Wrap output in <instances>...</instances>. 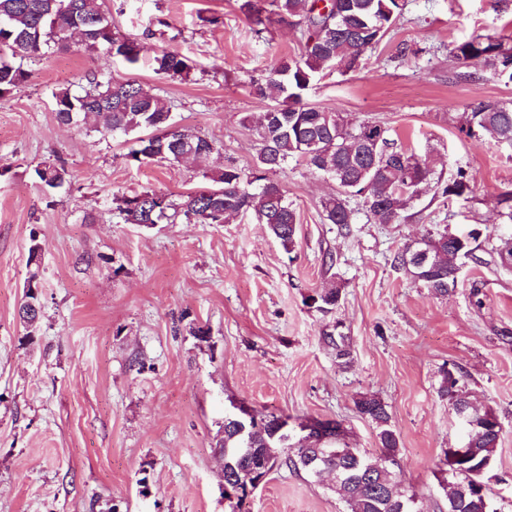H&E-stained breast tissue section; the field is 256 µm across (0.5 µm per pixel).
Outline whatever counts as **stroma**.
<instances>
[{"label":"stroma","instance_id":"obj_1","mask_svg":"<svg viewBox=\"0 0 512 512\" xmlns=\"http://www.w3.org/2000/svg\"><path fill=\"white\" fill-rule=\"evenodd\" d=\"M241 0H110L112 29L138 38L141 59L104 60L77 41L33 60L0 99V512H231L224 497V418L238 406L341 422L350 447L378 453L376 428L355 401L388 407L400 440L397 479L421 512H447L443 451L462 430L438 390L457 367L470 402L492 410L503 435L487 472L497 512H512V267L497 249L512 236L499 199L512 191V151L461 133L476 101L512 102V84L478 78L454 47L474 35L512 48V0H405L397 25L359 69L323 71L306 104L378 122L397 145L450 180L465 170L468 200L426 186L398 224H379L352 197L349 228L328 223L331 178L291 158L274 172L299 224L284 248L254 217L223 224H127L114 195L151 188L180 195L207 173L257 165L249 122L267 103L251 94L279 60L298 55L297 29L255 33ZM176 50L187 79L158 75L153 58ZM106 73L150 87L180 126L221 143L199 160L139 166L130 136L59 124L53 91ZM61 160L62 188L34 177ZM482 229L476 260L460 262L454 293L434 295L394 261L436 229ZM42 247V311L33 332L18 315ZM341 285L331 312L306 303ZM352 347L340 367L325 335ZM246 512H344L328 482L283 465Z\"/></svg>","mask_w":512,"mask_h":512}]
</instances>
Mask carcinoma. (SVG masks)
I'll use <instances>...</instances> for the list:
<instances>
[{
  "label": "carcinoma",
  "instance_id": "1",
  "mask_svg": "<svg viewBox=\"0 0 512 512\" xmlns=\"http://www.w3.org/2000/svg\"><path fill=\"white\" fill-rule=\"evenodd\" d=\"M105 0H0V98L22 83L27 72L15 64L16 57L38 59L53 45H64L70 30L79 25L84 32L85 48L103 56L120 58L129 64L140 59L137 40L118 37L112 32V14ZM273 15H268L263 0H244L241 9L261 27L272 22L290 25L301 32V52L283 59L268 75L251 83V92L261 99L274 97L276 103L253 118L261 142L255 171L244 174L232 164L208 175L211 187L173 198L151 188L113 197L115 211L126 224H222L231 216L251 214L267 226L281 244L293 245L297 213L288 202L281 184L267 173L282 168L293 156L304 158L314 170L339 185L343 195L362 198L381 224H397L408 202L419 196L421 186L433 175L427 159L411 150L397 149L388 130L371 121L353 122L340 112H329L302 103L303 93L326 69L346 71L358 68L365 52L389 32L404 9V0H272ZM457 59L474 69V74L490 73L506 84L512 83V50L502 41L476 35L456 45ZM157 74L169 78L189 76L194 68L188 56L175 50H163L153 59ZM56 119L63 125H90L102 136L115 132L129 134L145 131L138 137L127 157L144 165L153 161L178 162L186 153L207 157L220 149L213 139L187 128L168 132L171 107L160 95L134 81H104L96 73L85 76L81 91L62 89L53 93ZM466 123L461 131L468 135L479 129L495 144L512 149V103L474 101L465 108ZM34 174L45 189H58L69 181L65 164L49 163L36 167ZM442 195L462 198L470 194V179L462 169L441 187ZM326 219L343 227L351 223V211L342 195L324 202ZM480 229L459 233L448 227L426 237L422 248L440 262L419 267L410 259V248L395 260L411 268L413 277L437 295H446L458 284L460 269L455 261L475 259ZM31 288L24 294L20 319L31 327L34 318H25L26 302L39 304L38 271L27 281ZM343 289L336 285L308 297L322 312L339 305ZM336 359L349 363L351 350L342 334L326 336ZM454 411L461 409L476 424L470 438V457L455 469L443 458L448 478V512H496L488 492L470 488L472 471L492 461L503 428L487 411L473 410L460 378L446 370L439 387ZM357 412L377 429L382 456L399 453V437L391 425L386 404L375 396L364 395L355 401ZM265 427L253 434L239 433L232 423H224V447L252 448L247 455L230 453L224 457V469L239 480L248 478L256 461L264 458L275 468L289 463L315 475L318 469H331L336 479L330 490L346 507V512H418L413 495L400 490L396 474L379 471L378 458L358 448L350 450L333 445L343 434L341 422L312 419L320 429L310 433L312 444L285 438L282 420L287 414L264 416Z\"/></svg>",
  "mask_w": 512,
  "mask_h": 512
}]
</instances>
